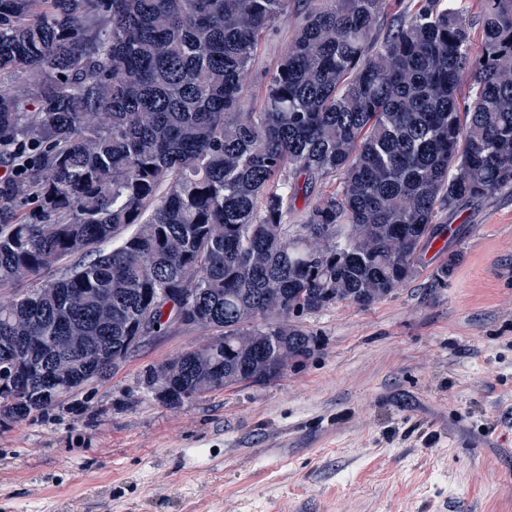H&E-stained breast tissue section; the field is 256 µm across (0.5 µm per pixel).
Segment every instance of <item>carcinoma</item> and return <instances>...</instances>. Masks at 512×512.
Segmentation results:
<instances>
[{
  "instance_id": "carcinoma-1",
  "label": "carcinoma",
  "mask_w": 512,
  "mask_h": 512,
  "mask_svg": "<svg viewBox=\"0 0 512 512\" xmlns=\"http://www.w3.org/2000/svg\"><path fill=\"white\" fill-rule=\"evenodd\" d=\"M382 2L304 9L253 112L252 56L288 0H0V288L61 271L0 300L19 391L1 421L106 377L133 326L223 337L149 373L169 407L272 381L316 348L302 315L378 303L440 212L512 188V0H482L478 53L458 0H417L373 43Z\"/></svg>"
}]
</instances>
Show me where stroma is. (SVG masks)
<instances>
[{
	"mask_svg": "<svg viewBox=\"0 0 512 512\" xmlns=\"http://www.w3.org/2000/svg\"><path fill=\"white\" fill-rule=\"evenodd\" d=\"M297 21L290 0L261 37L248 108ZM439 221L395 294L302 316L318 345L274 381L165 406L145 376L211 338L176 327L0 423V512H512V188Z\"/></svg>",
	"mask_w": 512,
	"mask_h": 512,
	"instance_id": "obj_1",
	"label": "stroma"
}]
</instances>
